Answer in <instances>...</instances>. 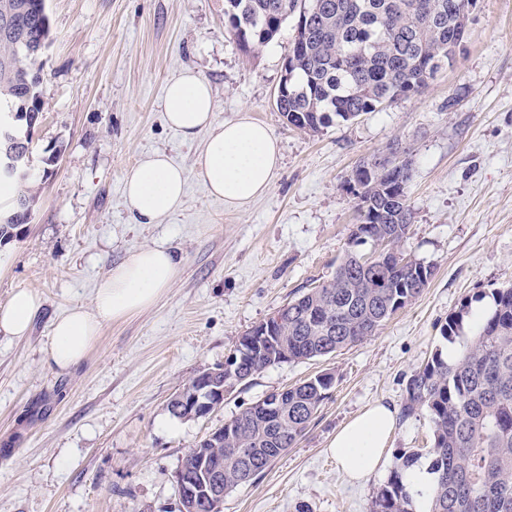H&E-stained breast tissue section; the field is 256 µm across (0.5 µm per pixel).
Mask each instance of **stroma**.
Returning a JSON list of instances; mask_svg holds the SVG:
<instances>
[{"label": "stroma", "mask_w": 512, "mask_h": 512, "mask_svg": "<svg viewBox=\"0 0 512 512\" xmlns=\"http://www.w3.org/2000/svg\"><path fill=\"white\" fill-rule=\"evenodd\" d=\"M47 12L30 156L43 181L0 263V306L18 288L43 306L27 336L0 334V512H178L176 475L195 442L325 370L335 383L306 433L225 495L223 512H369L396 449L430 445L429 418L399 419L383 467L360 483L344 476L330 439L368 405L401 407L410 376L443 346L449 314L492 306V289L512 283V0H479L456 67L422 93L315 134L273 104L293 23L247 53L224 26V0H47ZM186 68L211 83L218 120L248 113L280 142L271 189L245 207L208 195L195 169L203 139L184 142L163 121L164 87ZM396 144L412 151L404 251L432 266L428 287L350 349L270 366L207 417H173L168 403L190 379L334 276L358 221L347 180ZM158 149L187 170L185 203L139 224L124 178ZM147 246L179 257L172 285L150 308L103 323L79 367L46 365L53 321L92 308L111 269Z\"/></svg>", "instance_id": "35a3bbf8"}]
</instances>
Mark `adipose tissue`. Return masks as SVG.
Listing matches in <instances>:
<instances>
[{"mask_svg": "<svg viewBox=\"0 0 512 512\" xmlns=\"http://www.w3.org/2000/svg\"><path fill=\"white\" fill-rule=\"evenodd\" d=\"M163 111L168 126L184 140L203 138L196 166L210 196L237 209L269 190L281 161L276 139L246 114L231 122L217 120L211 85L200 73L188 69L167 84ZM186 185V170L158 151L127 173L125 201L137 223L156 224L182 206ZM179 264L177 255L162 246L129 253L97 288L92 309L77 306L54 321L42 350L44 362L63 372L80 365L103 322L153 305L174 281ZM41 305V298L30 290L13 292L0 307V333L26 336ZM395 422L394 409L378 402L333 437L329 450L351 481H361L382 466Z\"/></svg>", "mask_w": 512, "mask_h": 512, "instance_id": "1", "label": "adipose tissue"}]
</instances>
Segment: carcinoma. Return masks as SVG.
<instances>
[{"label":"carcinoma","instance_id":"carcinoma-1","mask_svg":"<svg viewBox=\"0 0 512 512\" xmlns=\"http://www.w3.org/2000/svg\"><path fill=\"white\" fill-rule=\"evenodd\" d=\"M478 0H224V25L245 51L269 43L282 25L305 13L285 61L288 84L277 111L302 131L317 133L335 120L350 122L389 102L425 89L448 54L462 46L465 15ZM11 14L14 47L0 36V107L43 112L40 84L29 80L49 37L46 0H0ZM412 159L398 148L359 163L347 180L360 223L352 226L335 276L278 309L281 322L264 350L243 359L235 383L265 368L327 356L373 335L428 287L431 266L408 257L412 213L407 188ZM18 188L27 207L0 213V240L27 223L35 195L31 182L0 176ZM493 312L475 324L453 361L436 350L406 385L402 415L426 412L433 425L429 448H400L395 467L372 498L370 512H512V284L493 289ZM469 304L448 316L445 341L459 334ZM335 377L319 372L277 395L280 420L247 407L224 423V434L196 448L195 469L209 473L224 459L231 491L261 474L306 431ZM431 458L434 480L410 489L405 472Z\"/></svg>","mask_w":512,"mask_h":512}]
</instances>
